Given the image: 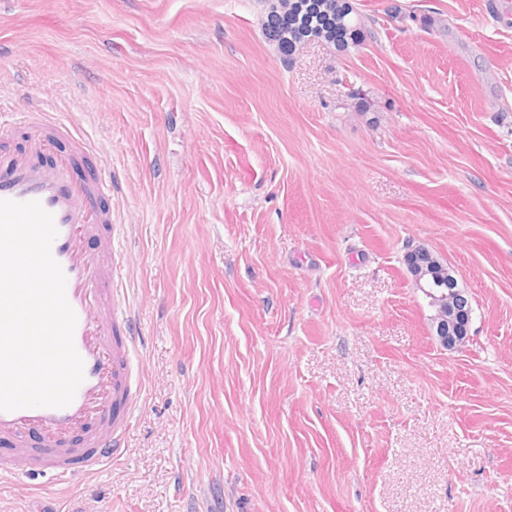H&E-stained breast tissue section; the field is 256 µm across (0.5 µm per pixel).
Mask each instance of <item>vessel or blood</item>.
Masks as SVG:
<instances>
[{
    "label": "vessel or blood",
    "mask_w": 512,
    "mask_h": 512,
    "mask_svg": "<svg viewBox=\"0 0 512 512\" xmlns=\"http://www.w3.org/2000/svg\"><path fill=\"white\" fill-rule=\"evenodd\" d=\"M31 124L30 153H47L54 161L45 167L28 155L0 153V200L37 201L54 218L51 252L76 315L74 344L84 380L66 407L0 411V441L25 462L26 474H50L64 482L124 452L136 391L134 326L116 281L111 174L92 171L82 182L68 184L69 166L92 151L88 138L50 112ZM90 237L99 238L98 252L86 250Z\"/></svg>",
    "instance_id": "vessel-or-blood-1"
}]
</instances>
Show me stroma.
Masks as SVG:
<instances>
[{"label":"stroma","mask_w":512,"mask_h":512,"mask_svg":"<svg viewBox=\"0 0 512 512\" xmlns=\"http://www.w3.org/2000/svg\"><path fill=\"white\" fill-rule=\"evenodd\" d=\"M349 2L285 58L262 0H0V107L112 174L141 383L119 459L0 512H512V0ZM411 250L404 257L405 264L416 285L422 288L430 299V306L435 311L434 315L436 308L432 306L431 302L436 298L448 300L449 297L459 310V319L454 334L458 336V343L462 342L468 335L467 328L472 312L468 297L459 290L457 280L448 265L442 263L425 247L418 246L414 251ZM416 276L422 277L419 283L416 281Z\"/></svg>","instance_id":"obj_1"}]
</instances>
